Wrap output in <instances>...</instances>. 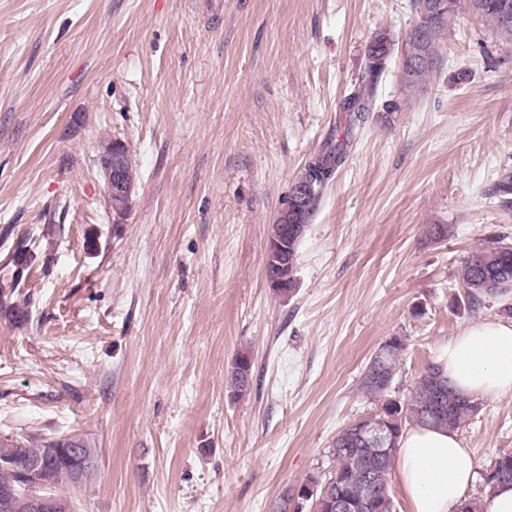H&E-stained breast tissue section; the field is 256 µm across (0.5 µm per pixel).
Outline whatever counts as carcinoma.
<instances>
[{
	"instance_id": "cac0c4a2",
	"label": "carcinoma",
	"mask_w": 512,
	"mask_h": 512,
	"mask_svg": "<svg viewBox=\"0 0 512 512\" xmlns=\"http://www.w3.org/2000/svg\"><path fill=\"white\" fill-rule=\"evenodd\" d=\"M474 15L490 23L501 35L512 41V0H471ZM436 0H411V8L417 21L406 32L408 46L402 64L403 83L410 88L424 84L430 73L439 64L438 40L448 32L457 14L440 12L435 8ZM393 39L381 30L372 37L367 49L366 76L357 90L348 94L341 103V111L346 113L347 130L341 139H329L322 150L312 157L297 177L305 184L299 205L290 206L279 213L277 223L299 227L310 223L321 202L323 189L334 178L344 164L357 127L364 122L365 114L372 111L378 84L385 73L391 56ZM299 241L288 240L286 253L279 274L294 284L293 273L296 267ZM33 254L28 245L21 243L14 249L10 263L15 267L10 293H15L21 272L31 263ZM460 278L466 291L468 302L478 307L483 299L494 295L505 296L512 292V250L500 246L483 245L472 250L462 261ZM405 342H400L391 355L383 360L369 361L367 375L361 380L362 391L377 402L374 414L386 420V425L394 431V439H399L405 424L458 430L474 415L478 407L474 399L460 394L437 365L427 367L409 390L399 407L389 410L388 398L397 374ZM250 360L244 354L238 355L230 371V389L235 398L244 397L250 392L251 376L242 371ZM49 445H30L24 441H0V490L17 489L6 507L0 512H32L28 497L20 491L25 482L28 464L43 457ZM397 453V443H392L388 451L379 453L369 448L358 437L354 429L345 427L329 448V468L313 473L301 483L300 491L305 496L299 512H337L336 493L341 492L356 502L355 512H392L391 474ZM491 475L483 478L484 487L512 484V451H504L488 466ZM47 489L59 502L57 512H68V500L57 490L64 484L75 485L69 466L58 460L45 475Z\"/></svg>"
}]
</instances>
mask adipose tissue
<instances>
[{
    "instance_id": "1",
    "label": "adipose tissue",
    "mask_w": 512,
    "mask_h": 512,
    "mask_svg": "<svg viewBox=\"0 0 512 512\" xmlns=\"http://www.w3.org/2000/svg\"><path fill=\"white\" fill-rule=\"evenodd\" d=\"M438 365L473 397L512 391V320H485L463 329L440 350ZM479 465L456 432L418 426L399 439L396 480L410 512H454Z\"/></svg>"
}]
</instances>
